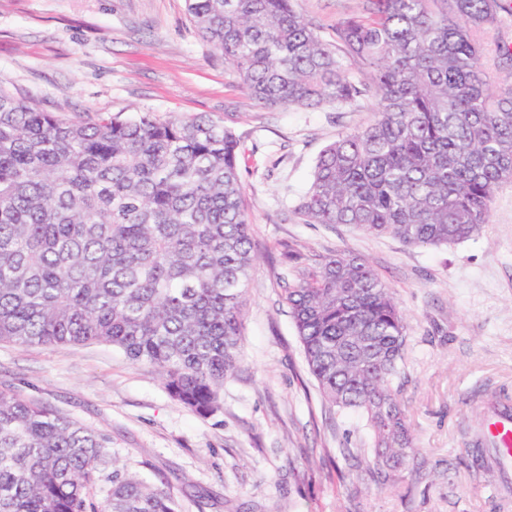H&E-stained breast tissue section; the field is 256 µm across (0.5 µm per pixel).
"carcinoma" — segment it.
Instances as JSON below:
<instances>
[{"instance_id": "obj_1", "label": "carcinoma", "mask_w": 512, "mask_h": 512, "mask_svg": "<svg viewBox=\"0 0 512 512\" xmlns=\"http://www.w3.org/2000/svg\"><path fill=\"white\" fill-rule=\"evenodd\" d=\"M200 38L258 103L338 112L298 213L408 246L453 245L512 181V47L502 0H362L333 38L294 0H186ZM239 137L206 113L64 118L0 91V342L100 343L148 364L188 410L221 409L243 357L258 255ZM323 399L361 414L383 480L415 448L399 392L407 324L364 258L320 256L282 295ZM476 471L508 451L469 430ZM109 438L0 392V512H179L112 460ZM109 485L93 486L107 470Z\"/></svg>"}]
</instances>
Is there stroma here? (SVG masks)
<instances>
[{
    "label": "stroma",
    "instance_id": "obj_1",
    "mask_svg": "<svg viewBox=\"0 0 512 512\" xmlns=\"http://www.w3.org/2000/svg\"><path fill=\"white\" fill-rule=\"evenodd\" d=\"M329 37L358 0H295ZM0 90L66 116L159 118L205 112L239 136L258 259L248 285L244 357L222 409L201 416L156 370L112 346L0 343V390L106 434L124 470L168 488L180 512H512V465L474 482L464 430L481 395L512 393V182L478 235L412 247L349 225L307 224L296 207L314 163L356 112L269 108L203 43L185 0H0ZM337 253L367 258L403 310L400 397L419 450L396 485L369 475V437L329 408L281 299L295 270Z\"/></svg>",
    "mask_w": 512,
    "mask_h": 512
}]
</instances>
